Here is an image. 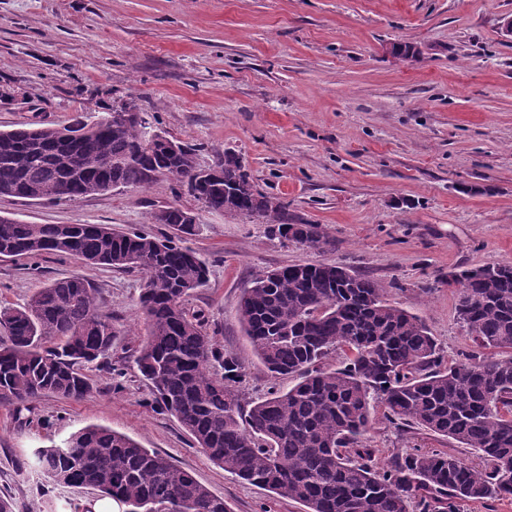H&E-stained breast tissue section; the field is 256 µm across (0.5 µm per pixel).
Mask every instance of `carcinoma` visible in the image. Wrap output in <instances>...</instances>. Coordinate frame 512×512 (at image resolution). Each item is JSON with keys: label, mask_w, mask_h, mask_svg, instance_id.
<instances>
[{"label": "carcinoma", "mask_w": 512, "mask_h": 512, "mask_svg": "<svg viewBox=\"0 0 512 512\" xmlns=\"http://www.w3.org/2000/svg\"><path fill=\"white\" fill-rule=\"evenodd\" d=\"M125 106L93 123L0 131V193L76 200L110 189H144L160 178L187 188L210 211L235 214L309 248L331 244L326 227L288 213L257 190L231 153L197 163L199 148L171 152ZM170 205L153 220L174 231L122 232L107 224H25L0 217V256H73L136 270L145 333L133 359L151 406L174 416L208 458L305 512H459L461 502L512 499V357L473 355L442 365L418 317L383 299L384 287L339 264L296 263L267 271L246 289L239 324L266 371L292 379L245 402V363L217 345L208 320L186 308L208 281V262L176 243L199 225ZM459 320L481 349L512 351V264L453 273ZM118 330L82 277L55 279L20 307H0V401L16 415L43 395L79 400L91 390L85 365L108 359ZM345 357L328 364L336 351ZM223 369L210 372L213 364ZM400 426L415 425L475 451L482 468L452 454H397L384 466L364 444L371 401ZM30 466L57 486L91 488L122 512H231L189 471L128 435L100 425L39 448Z\"/></svg>", "instance_id": "cac0c4a2"}]
</instances>
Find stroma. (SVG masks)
I'll return each instance as SVG.
<instances>
[{"mask_svg": "<svg viewBox=\"0 0 512 512\" xmlns=\"http://www.w3.org/2000/svg\"><path fill=\"white\" fill-rule=\"evenodd\" d=\"M512 0H0V130L61 127L132 102L154 131L198 146L200 165L240 156L261 192L290 214L325 225L312 249L265 225L202 208L168 179L74 201L0 196V216L30 224L153 229L176 204L200 226L186 238L209 263L188 300L225 349L247 363L241 390L271 385L245 342L237 309L266 270L339 263L386 287L384 297L430 329L444 363L476 350L455 313L450 271L512 262V42L500 23ZM409 44L408 58L392 54ZM482 186L479 194L470 193ZM81 275L120 331L122 377L89 365L92 389L46 396L15 415L0 403V495L14 512H81L97 491L45 485L35 449L97 424L194 472L232 512H304L213 464L151 393L129 358L143 315L137 272L46 255L0 257V302L21 305L50 281ZM378 463L419 449L477 467L457 442L376 417L367 436Z\"/></svg>", "mask_w": 512, "mask_h": 512, "instance_id": "35a3bbf8", "label": "stroma"}]
</instances>
